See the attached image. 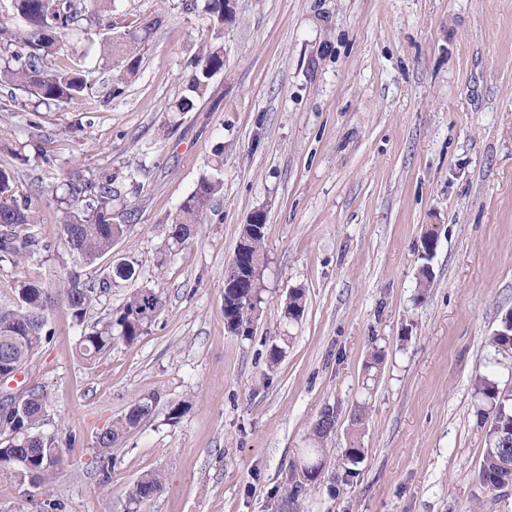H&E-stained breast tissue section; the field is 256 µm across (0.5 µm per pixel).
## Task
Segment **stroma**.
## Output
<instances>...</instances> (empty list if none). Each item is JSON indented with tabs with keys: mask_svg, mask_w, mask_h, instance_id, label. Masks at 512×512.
Wrapping results in <instances>:
<instances>
[{
	"mask_svg": "<svg viewBox=\"0 0 512 512\" xmlns=\"http://www.w3.org/2000/svg\"><path fill=\"white\" fill-rule=\"evenodd\" d=\"M115 11L132 28L163 23L116 98L120 69L102 63L100 35L70 36L94 78L92 124L63 107L31 130L0 91V168L31 191L35 231L51 244L0 261V307L16 305L25 278L52 290L73 272L102 278L113 261L136 269L84 321L55 298L50 342L0 382V403L45 392L41 431L62 450L44 487L0 477V512H512V492L494 501L476 481L487 442L473 389L479 370L512 384V364H495L487 343L512 309V0H239L221 30L183 0H116ZM214 33L223 71L193 111H174L188 59ZM34 132L52 165L17 157ZM218 155L222 192L173 244V214ZM72 172L113 176L116 207L136 211L111 257L91 265L65 247L52 192ZM256 211L267 224L261 301L243 338L224 323V271ZM144 287L164 300L147 331L85 359L81 335ZM295 288L306 309L291 322ZM376 349L385 362L367 390ZM152 395V415L104 470L97 435ZM364 401V458L352 465L350 415ZM177 404L185 412L170 419ZM328 405L339 416L319 480L285 504ZM151 471L163 491L129 504L127 487Z\"/></svg>",
	"mask_w": 512,
	"mask_h": 512,
	"instance_id": "1",
	"label": "stroma"
}]
</instances>
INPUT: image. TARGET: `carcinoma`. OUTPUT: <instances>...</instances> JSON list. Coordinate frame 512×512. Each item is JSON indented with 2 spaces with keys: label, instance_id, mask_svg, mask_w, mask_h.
Segmentation results:
<instances>
[{
  "label": "carcinoma",
  "instance_id": "cac0c4a2",
  "mask_svg": "<svg viewBox=\"0 0 512 512\" xmlns=\"http://www.w3.org/2000/svg\"><path fill=\"white\" fill-rule=\"evenodd\" d=\"M115 0H3L0 9V88L10 90L14 111L26 107L24 97L37 99V107L45 109L78 106L86 114L92 113L93 79L91 71L77 55L63 54L64 39L82 22L95 23L100 13ZM160 20L148 23L140 32L123 30L114 34L115 24H107L102 38L104 55L112 56L114 46L122 51L123 75L113 82L109 96L124 92L126 77L137 74L141 63L142 45L150 30ZM191 74L184 93L174 105L176 112H190L208 92L212 78L224 70V49L214 41L202 45L189 61ZM33 151L34 157L49 164L52 158L42 145L41 136L21 144ZM63 190L61 227L68 248L84 263L93 264L112 254V246L124 233L126 224L135 219V213L114 209L112 178L101 181L79 177L62 181ZM223 181L218 176L201 178L194 190L181 202L170 225L169 238L183 243L190 238L194 227L203 223L207 210L221 192ZM38 223V211L32 198L24 194L10 174L0 169V259L14 262L48 251L51 244L32 231ZM266 233L254 234L242 227L235 253L247 261L261 260ZM113 277L95 284L74 273L62 282L58 291L72 310L74 318L83 321L88 310L98 301L102 292L111 287L112 278L128 280L135 275L130 262H123L111 271ZM19 305L0 308V366L20 369L44 342L50 341L46 311L53 295L40 285L22 281L17 288ZM161 294L153 288H140L132 293L115 319L93 327L81 336L79 351L93 359L112 347L119 339L132 343L144 334L146 328L161 311ZM253 303L248 289L224 291V320L230 333L248 336L244 325L250 323ZM305 311L304 291L293 290L289 295L285 314L290 320L300 319ZM489 344L503 360H512V318L501 320L500 327L489 338ZM382 355L375 352L364 365L363 386L371 388L375 382ZM477 397L476 413L479 423L486 427L487 448L480 462L477 480L490 495L512 487V386L500 385L489 374H477L473 383ZM157 397L135 401L128 410L100 434L99 447L112 449L131 429L137 427L153 411ZM49 401L39 390H29L14 410L0 406V430L8 432L5 443H0V473L19 482L42 481V473L57 463L62 449L58 442L36 431L46 420ZM338 411L327 405L312 426L315 443L320 444L336 428ZM322 468L316 467L302 475V480L291 485L288 497L298 498L306 485L317 482ZM164 488L160 474L141 475L128 489L130 503L140 505L156 497Z\"/></svg>",
  "mask_w": 512,
  "mask_h": 512
}]
</instances>
